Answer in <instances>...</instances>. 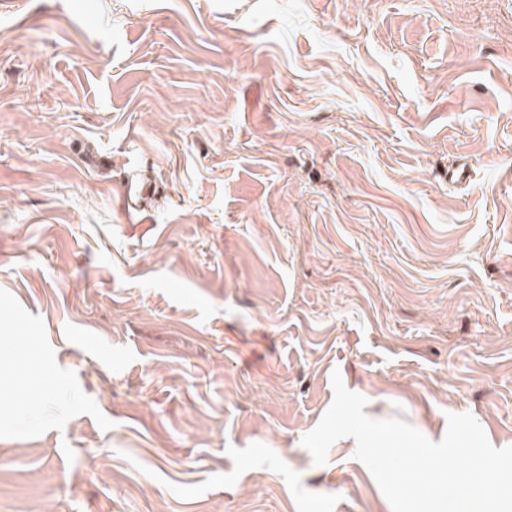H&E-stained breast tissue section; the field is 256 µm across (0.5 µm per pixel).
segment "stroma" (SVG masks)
<instances>
[{"label":"stroma","mask_w":512,"mask_h":512,"mask_svg":"<svg viewBox=\"0 0 512 512\" xmlns=\"http://www.w3.org/2000/svg\"><path fill=\"white\" fill-rule=\"evenodd\" d=\"M32 333L0 512H391L302 444L336 371L512 446V0H0V352ZM39 337L29 336L28 339V356L33 368L30 372V381L37 386L40 392L39 401L45 395V379H46V364L43 359L42 351L40 349Z\"/></svg>","instance_id":"35a3bbf8"}]
</instances>
